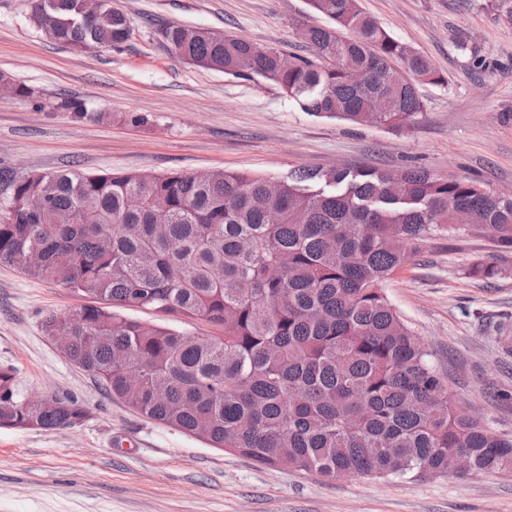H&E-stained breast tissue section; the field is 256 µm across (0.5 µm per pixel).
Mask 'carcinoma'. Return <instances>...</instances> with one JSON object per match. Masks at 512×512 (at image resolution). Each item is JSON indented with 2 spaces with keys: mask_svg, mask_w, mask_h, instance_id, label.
<instances>
[{
  "mask_svg": "<svg viewBox=\"0 0 512 512\" xmlns=\"http://www.w3.org/2000/svg\"><path fill=\"white\" fill-rule=\"evenodd\" d=\"M330 23L288 55L198 27L160 33L175 58L237 78L262 77L302 111L403 129L419 82L445 78L395 40L358 0H307ZM29 21L74 51L121 48L127 17L111 0H30ZM343 30L354 32L347 39ZM363 72L359 84L348 70ZM379 99L382 111L371 112ZM53 111L101 118L73 97ZM240 171L20 174L0 161V264L96 297L73 314L64 357L145 417L212 448L320 477L410 479L512 472V439L461 411L383 285L420 244L470 230L512 249V197L421 167L393 176L363 165L300 170L281 181ZM459 209L470 223L455 224ZM154 309L200 319L190 336L124 315ZM36 407L0 365V428L71 429L72 397Z\"/></svg>",
  "mask_w": 512,
  "mask_h": 512,
  "instance_id": "1",
  "label": "carcinoma"
}]
</instances>
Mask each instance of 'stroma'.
I'll return each instance as SVG.
<instances>
[{
    "mask_svg": "<svg viewBox=\"0 0 512 512\" xmlns=\"http://www.w3.org/2000/svg\"><path fill=\"white\" fill-rule=\"evenodd\" d=\"M446 81L418 83L423 110L404 130L352 126L301 111L273 83L176 60L158 27L232 34L298 52L325 26L306 0H112L130 21L123 48L75 52L29 19V0H0V73L41 105L0 94V160L18 172L236 170L283 179L300 167L422 166L512 195V22L499 0H358ZM85 103L77 121L45 110ZM132 114L148 116L133 126ZM477 263L502 273L471 275ZM392 306L448 376L456 401L512 438V250L462 232L436 236L385 284ZM86 302L70 288L0 265V364L23 395L71 396L82 425L0 428V512H512V475L328 480L262 466L145 418L65 359L46 315Z\"/></svg>",
    "mask_w": 512,
    "mask_h": 512,
    "instance_id": "stroma-1",
    "label": "stroma"
}]
</instances>
